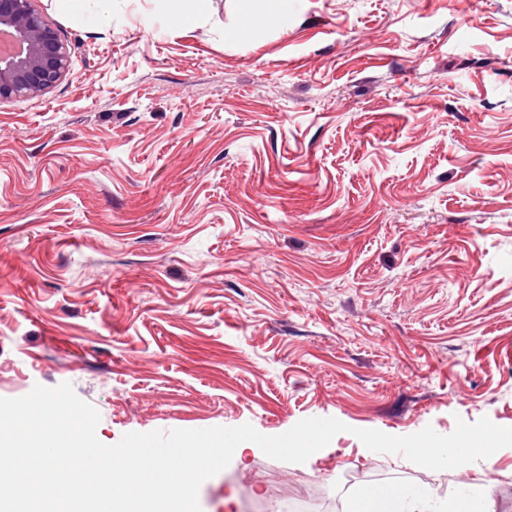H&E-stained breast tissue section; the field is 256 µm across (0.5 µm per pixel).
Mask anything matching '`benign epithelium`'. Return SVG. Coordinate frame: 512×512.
<instances>
[{
	"label": "benign epithelium",
	"instance_id": "7a95c632",
	"mask_svg": "<svg viewBox=\"0 0 512 512\" xmlns=\"http://www.w3.org/2000/svg\"><path fill=\"white\" fill-rule=\"evenodd\" d=\"M0 31L19 50L0 59V101L37 97L52 87L67 68L69 49L32 7V0H0Z\"/></svg>",
	"mask_w": 512,
	"mask_h": 512
}]
</instances>
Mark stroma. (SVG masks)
<instances>
[{"mask_svg":"<svg viewBox=\"0 0 512 512\" xmlns=\"http://www.w3.org/2000/svg\"><path fill=\"white\" fill-rule=\"evenodd\" d=\"M239 2L33 0L70 62L0 102V397L71 383L108 445L347 424L232 458L201 512H512V447L461 484L353 434L512 427V0ZM172 17L183 25L198 23L204 16V0H167ZM241 18L244 24L262 23L276 12L277 0H245ZM357 512H429L424 499L409 496L402 489L396 492L378 495L368 492L360 498Z\"/></svg>","mask_w":512,"mask_h":512,"instance_id":"stroma-1","label":"stroma"}]
</instances>
